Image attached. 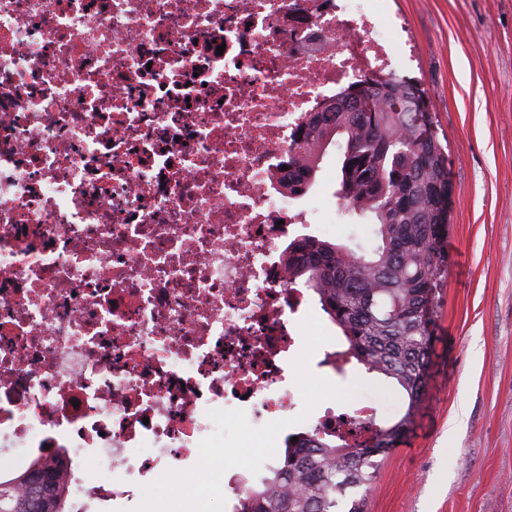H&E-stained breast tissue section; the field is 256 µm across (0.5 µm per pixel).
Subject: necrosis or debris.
Segmentation results:
<instances>
[{
    "instance_id": "4bbe7bcc",
    "label": "necrosis or debris",
    "mask_w": 512,
    "mask_h": 512,
    "mask_svg": "<svg viewBox=\"0 0 512 512\" xmlns=\"http://www.w3.org/2000/svg\"><path fill=\"white\" fill-rule=\"evenodd\" d=\"M0 0V457L178 477L216 410L293 406L307 293L279 247L297 131L391 69L355 0Z\"/></svg>"
}]
</instances>
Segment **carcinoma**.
<instances>
[{"label":"carcinoma","instance_id":"obj_1","mask_svg":"<svg viewBox=\"0 0 512 512\" xmlns=\"http://www.w3.org/2000/svg\"><path fill=\"white\" fill-rule=\"evenodd\" d=\"M340 139L337 196L369 216L379 244L368 253L310 236L288 243V283L318 299L346 348L328 363L355 360L393 380L407 406L387 427L352 444L321 427L286 439L283 458L242 488L236 512H363L379 464L414 423L426 396L437 294L448 276V153L418 84L395 74L349 84L305 122L288 159V194L315 181ZM68 482L38 458L0 479V512H67Z\"/></svg>","mask_w":512,"mask_h":512}]
</instances>
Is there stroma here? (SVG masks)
<instances>
[{"mask_svg":"<svg viewBox=\"0 0 512 512\" xmlns=\"http://www.w3.org/2000/svg\"><path fill=\"white\" fill-rule=\"evenodd\" d=\"M380 29L399 18L410 59L396 73L416 80L448 148L451 177L448 277L438 295L428 395L409 432L380 464L365 512H512V0H381ZM341 152L329 146L308 205L320 239L371 250L374 225L354 221L336 196ZM292 369L295 406L246 444L209 435L186 475L205 469L200 512H227L224 475L256 483L288 434L313 429L325 408L351 412L376 402L375 425L405 410L396 385L350 363L322 366L343 349L340 330L312 304L299 318Z\"/></svg>","mask_w":512,"mask_h":512,"instance_id":"1","label":"stroma"}]
</instances>
